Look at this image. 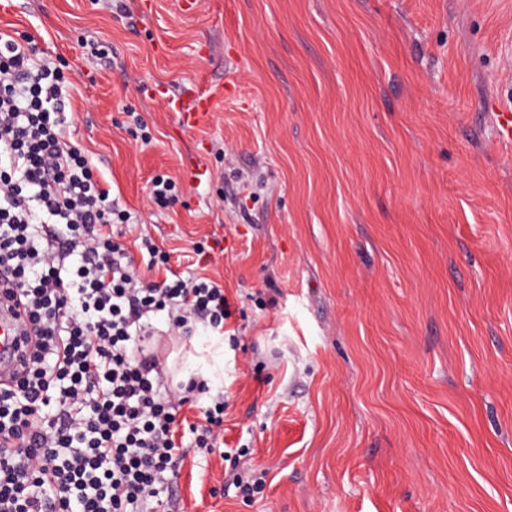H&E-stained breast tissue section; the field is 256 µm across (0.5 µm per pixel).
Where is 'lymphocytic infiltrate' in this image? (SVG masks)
I'll return each mask as SVG.
<instances>
[{"instance_id":"1","label":"lymphocytic infiltrate","mask_w":512,"mask_h":512,"mask_svg":"<svg viewBox=\"0 0 512 512\" xmlns=\"http://www.w3.org/2000/svg\"><path fill=\"white\" fill-rule=\"evenodd\" d=\"M70 87L30 37L0 32V288L27 327L21 375L0 388V512H171L180 412L209 386L166 374L149 318L220 334L231 303L205 276L140 281L110 232L130 212L66 137ZM202 414L189 431L212 454L223 400Z\"/></svg>"}]
</instances>
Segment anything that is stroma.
Instances as JSON below:
<instances>
[{"label":"stroma","mask_w":512,"mask_h":512,"mask_svg":"<svg viewBox=\"0 0 512 512\" xmlns=\"http://www.w3.org/2000/svg\"><path fill=\"white\" fill-rule=\"evenodd\" d=\"M1 30L64 65L71 142L230 300L228 341L160 339L174 372L224 357L223 450L187 448L177 512H512V0H0ZM204 91L183 128L168 99ZM168 106L172 112L182 113L181 118L185 126L193 127L201 120V118L206 117L208 112L212 111L213 103L210 95L208 93H203L193 111H182L181 107L174 100H169ZM151 190L149 198L152 202L165 205L177 197L176 181L168 175H156L151 179ZM258 475H252L246 480L239 473H233L229 480H227L228 490L231 486H234L236 491L243 496H251L254 493H260L264 486L265 479L262 473Z\"/></svg>","instance_id":"35a3bbf8"}]
</instances>
